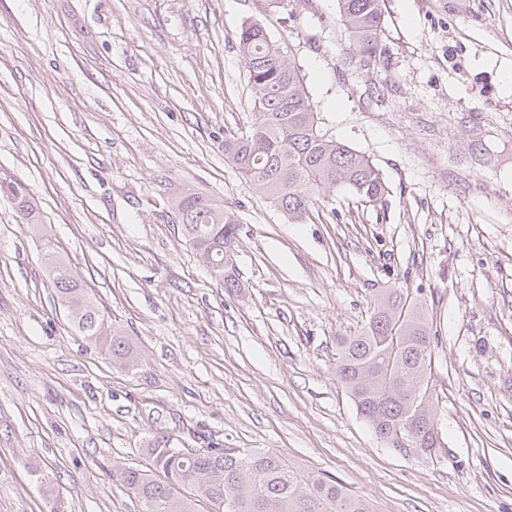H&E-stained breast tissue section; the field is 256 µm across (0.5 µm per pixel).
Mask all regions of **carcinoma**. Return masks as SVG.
<instances>
[{"label": "carcinoma", "mask_w": 512, "mask_h": 512, "mask_svg": "<svg viewBox=\"0 0 512 512\" xmlns=\"http://www.w3.org/2000/svg\"><path fill=\"white\" fill-rule=\"evenodd\" d=\"M337 4L349 36L343 64L366 73L378 71L385 54L384 0ZM238 47L256 119L247 133L224 135V157L243 180L297 223L310 216L323 190L346 187L369 202L382 201L387 186L380 169L365 153L324 132L297 71L264 27L256 21L242 23ZM0 195L14 201L26 223H40L37 202L14 176L0 174ZM172 206L185 237L225 290L239 287L226 273L238 225L224 213V206L192 189L179 191ZM48 273L75 329L101 345L112 361L135 365L128 338L108 325L69 268L53 262ZM435 339L424 303L390 290L376 297L361 331L340 341L334 366L336 380L380 439L410 421L421 435V454L429 458L438 457L443 448L428 430L435 423L434 393L427 377ZM411 386L419 388L423 405V414L415 420L410 414ZM142 453L149 467L112 470V480L134 495L140 512H377L365 497L333 479L300 474L269 449L218 448L209 442L185 455L172 447L169 436L161 435Z\"/></svg>", "instance_id": "cac0c4a2"}]
</instances>
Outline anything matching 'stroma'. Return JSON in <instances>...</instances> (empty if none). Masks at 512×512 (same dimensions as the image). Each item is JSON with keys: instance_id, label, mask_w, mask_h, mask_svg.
Returning a JSON list of instances; mask_svg holds the SVG:
<instances>
[{"instance_id": "1", "label": "stroma", "mask_w": 512, "mask_h": 512, "mask_svg": "<svg viewBox=\"0 0 512 512\" xmlns=\"http://www.w3.org/2000/svg\"><path fill=\"white\" fill-rule=\"evenodd\" d=\"M259 21L321 126L388 192L344 187L288 220L224 157L254 120L237 33ZM385 62L339 65L337 0H0V512H139L114 466L168 435L270 449L379 512H512V0H384ZM239 223L226 293L187 242L178 189ZM137 356L72 326L45 241ZM438 331L437 459L377 438L334 371L382 290ZM0 195L14 201L20 217L26 224L40 223V213L37 202L30 195L27 188L14 176L0 174Z\"/></svg>"}]
</instances>
